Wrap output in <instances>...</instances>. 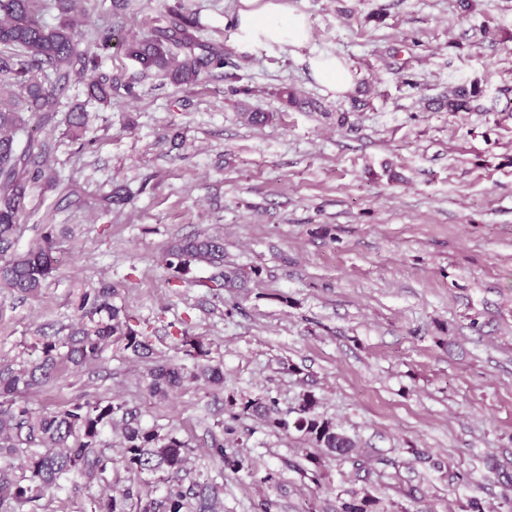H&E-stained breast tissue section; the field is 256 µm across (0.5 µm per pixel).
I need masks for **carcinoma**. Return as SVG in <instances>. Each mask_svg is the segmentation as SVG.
<instances>
[{
    "label": "carcinoma",
    "instance_id": "carcinoma-1",
    "mask_svg": "<svg viewBox=\"0 0 512 512\" xmlns=\"http://www.w3.org/2000/svg\"><path fill=\"white\" fill-rule=\"evenodd\" d=\"M81 0H0V288L13 295L39 292L59 270L54 229L25 250L18 249V232L25 203L34 187L56 182L49 165L50 145L28 135L30 126L52 121L60 99L77 79L85 81L88 96L104 105L131 93L122 75L90 68L88 50L80 48L83 33L75 19ZM57 12L50 24L45 15ZM194 14L178 8L166 25L121 41L124 55L141 67L144 75L169 79L194 87L205 74L229 64L224 45L198 36ZM482 89L461 86L438 102L450 112H478ZM89 128V113L76 108L66 117L65 135L82 140ZM165 267L185 278L198 265L221 270L218 288H243L246 278L239 268L224 262V240L219 235L187 237L173 244L163 257ZM118 290L97 288L80 294L74 322L63 336L45 337L37 343L40 356L33 361L0 360V452L20 460L19 476L13 467H0V512H21L46 492H61L83 480L86 485H112V465L121 462L136 475L149 474L163 486V494L143 493L133 482L117 493L91 498L92 512H220L223 488L203 473L190 477V442L176 431L162 433L146 427L140 411L124 402L88 399L68 407L38 411L26 396L59 377L61 366L79 369L101 359L106 346L116 342L134 356L151 362L148 391L159 399L192 381L224 384V371L207 361L204 339L181 331L184 355L192 368L173 361L154 360L148 337L130 324ZM230 418L252 415L284 432L294 430L330 458L357 461L356 442L335 423L315 412L317 400L303 397L298 415L288 419L275 400L258 397L245 402L228 398ZM120 431L122 455L108 453L106 433ZM212 455L224 469L238 473L244 460L214 441ZM379 501L366 494L339 500L337 512H377Z\"/></svg>",
    "mask_w": 512,
    "mask_h": 512
}]
</instances>
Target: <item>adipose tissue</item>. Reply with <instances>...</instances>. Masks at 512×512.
Returning a JSON list of instances; mask_svg holds the SVG:
<instances>
[{
  "mask_svg": "<svg viewBox=\"0 0 512 512\" xmlns=\"http://www.w3.org/2000/svg\"><path fill=\"white\" fill-rule=\"evenodd\" d=\"M235 21L237 40L245 45L306 44L310 37L307 18L291 10L285 0H243Z\"/></svg>",
  "mask_w": 512,
  "mask_h": 512,
  "instance_id": "1",
  "label": "adipose tissue"
}]
</instances>
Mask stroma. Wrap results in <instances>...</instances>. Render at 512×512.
I'll list each match as a JSON object with an SVG mask.
<instances>
[{
  "instance_id": "stroma-1",
  "label": "stroma",
  "mask_w": 512,
  "mask_h": 512,
  "mask_svg": "<svg viewBox=\"0 0 512 512\" xmlns=\"http://www.w3.org/2000/svg\"><path fill=\"white\" fill-rule=\"evenodd\" d=\"M112 2L84 0L100 30L145 31L176 6L197 13L238 77L185 91L141 76L118 48L98 51L99 71L124 74L132 92L107 107L73 85L42 129L59 180L34 188L20 244L55 226L65 262L37 295L0 296V356L35 359L81 290L111 286L158 357L184 362L181 330L207 338L224 387L151 398L145 364L115 344L63 369L32 405L101 396L140 408L144 424L190 441L192 467L224 485V512L265 501L336 512L350 493L381 512H467L473 498L512 512V0H477L468 14L459 0H287L311 39L283 48L236 40L241 0H135L116 15ZM483 25L502 39H482ZM318 53L344 61L351 89L313 78ZM474 82L479 111L436 108ZM286 86L313 108L288 107ZM78 104L90 114L81 145L63 135ZM247 111L274 118L249 126ZM118 186L124 203L108 205ZM199 232L223 237L246 288L216 287L205 265L189 282L165 269L167 247ZM230 393L291 412L313 394L317 413L358 440L361 465L325 461L312 483L299 434L251 416L224 433ZM215 436L246 470L208 455Z\"/></svg>"
}]
</instances>
